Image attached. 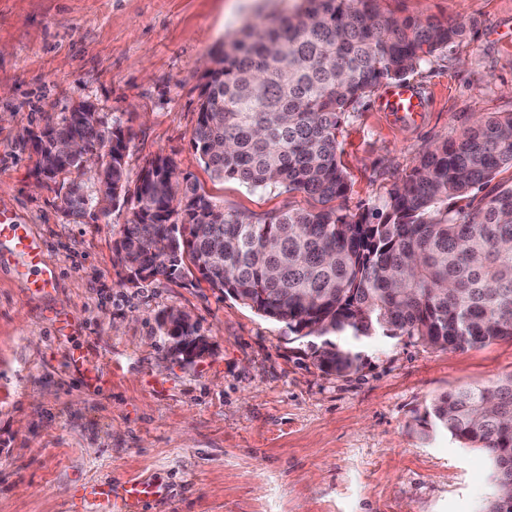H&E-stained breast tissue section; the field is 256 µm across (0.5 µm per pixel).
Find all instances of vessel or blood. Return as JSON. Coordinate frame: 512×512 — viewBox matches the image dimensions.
<instances>
[{"instance_id":"1","label":"vessel or blood","mask_w":512,"mask_h":512,"mask_svg":"<svg viewBox=\"0 0 512 512\" xmlns=\"http://www.w3.org/2000/svg\"><path fill=\"white\" fill-rule=\"evenodd\" d=\"M382 101L386 111L405 117H416L422 110V101L406 83L384 86ZM6 251L13 262V270L24 282L27 290L41 294L53 289L56 270L44 260L42 241L29 225L15 221L10 209H0V251ZM78 498L83 502H95L99 512H112L113 489L111 482L92 481L79 486ZM158 487L152 483L136 482L124 486L122 498L132 507L156 496Z\"/></svg>"}]
</instances>
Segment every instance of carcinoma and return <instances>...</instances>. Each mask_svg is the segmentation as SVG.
<instances>
[{
    "label": "carcinoma",
    "mask_w": 512,
    "mask_h": 512,
    "mask_svg": "<svg viewBox=\"0 0 512 512\" xmlns=\"http://www.w3.org/2000/svg\"><path fill=\"white\" fill-rule=\"evenodd\" d=\"M303 2L293 17L224 44L191 140L219 179L327 203L348 191L337 139L345 114L460 41L465 29L386 17L378 0ZM112 127L81 106L53 126L58 137L98 150L108 185L101 196L71 184L61 207L73 217L128 200L124 153L108 149ZM33 151L36 169L51 162L48 148L35 143ZM159 160L152 178L138 176L120 263L176 277L189 257L210 288L300 338H324L315 360L325 373L344 376L361 365L330 336H408L448 350L512 338V184L491 185L512 168L511 112L491 113L428 149L381 212L289 209L255 222L224 213L189 184L176 197L174 164ZM74 170H81L76 159L53 163L56 175ZM489 185L479 207H448ZM194 224L210 231L197 237ZM423 422L483 449L501 498L512 500V375L439 397Z\"/></svg>",
    "instance_id": "cac0c4a2"
}]
</instances>
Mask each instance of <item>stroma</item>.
I'll return each mask as SVG.
<instances>
[{
	"instance_id": "obj_1",
	"label": "stroma",
	"mask_w": 512,
	"mask_h": 512,
	"mask_svg": "<svg viewBox=\"0 0 512 512\" xmlns=\"http://www.w3.org/2000/svg\"><path fill=\"white\" fill-rule=\"evenodd\" d=\"M303 0H0V206L31 225L58 273L29 294L0 266V512H75L74 484L152 482L138 512H486L498 495L479 448L424 427L446 393L512 374V339L442 350L405 336L361 345L357 372L321 371L299 338L199 281L129 279L115 239L131 204L73 220L60 184H35L28 130L80 103L127 138L130 180L157 157L227 213L266 219L319 203L211 177L191 142L224 44ZM384 15L461 24L465 37L407 78L424 110L387 116L380 93L340 128L344 212L382 207L430 145L512 112V0H380ZM186 312L209 348L164 336ZM69 311L70 335L52 311ZM183 316L190 319L187 314H185L184 312L181 314L178 312V310H175V309L167 312V314L165 315V319H164L165 329L168 331H173L175 328L176 322L182 323ZM168 331H165L167 336H171L173 339L180 342L179 347L182 350V353L184 354V357L187 360H194L195 358L200 357L207 349V345H206L205 341L200 337H197L195 339L192 346L185 349L184 345L181 343L182 337L181 336H172L171 334H169Z\"/></svg>"
}]
</instances>
